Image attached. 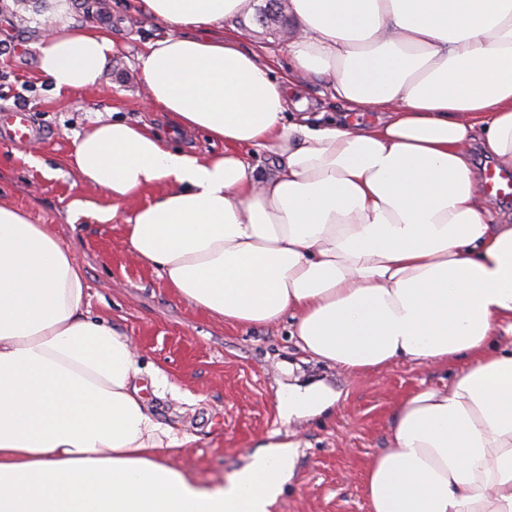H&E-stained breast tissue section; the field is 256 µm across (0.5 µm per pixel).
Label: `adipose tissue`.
I'll use <instances>...</instances> for the list:
<instances>
[{
    "mask_svg": "<svg viewBox=\"0 0 512 512\" xmlns=\"http://www.w3.org/2000/svg\"><path fill=\"white\" fill-rule=\"evenodd\" d=\"M247 0H134L165 30L138 55L170 135L122 118L76 134L71 164L168 288L238 327L290 318L298 348L348 371L460 363L400 401L363 484L368 512H512V224L485 206L471 147L512 171V0H288L277 72L234 27ZM40 71L58 97L102 83L114 43L52 0ZM357 126L288 117L297 76ZM183 129L224 151L175 147ZM246 148L278 161L260 172ZM131 337L86 308L74 254L0 204V512H273L298 445L271 442L224 485L194 482L145 406ZM338 396L292 386L288 418Z\"/></svg>",
    "mask_w": 512,
    "mask_h": 512,
    "instance_id": "adipose-tissue-1",
    "label": "adipose tissue"
}]
</instances>
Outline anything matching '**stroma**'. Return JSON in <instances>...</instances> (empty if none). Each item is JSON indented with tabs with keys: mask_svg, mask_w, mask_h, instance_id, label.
<instances>
[{
	"mask_svg": "<svg viewBox=\"0 0 512 512\" xmlns=\"http://www.w3.org/2000/svg\"><path fill=\"white\" fill-rule=\"evenodd\" d=\"M72 3L76 21L111 31L114 51L101 88L63 103L42 78L36 49L48 0H0V109L28 108L45 133L27 144L0 142V204L48 226L82 267L90 313L134 340L144 369L140 394L155 419L183 441L170 463L193 480L217 483L245 466L259 445L293 440L300 448L275 512H367L364 475L389 446L397 404L420 387L448 384L454 367L397 362L367 374L327 367L295 347L289 320L236 327L178 296L153 267L131 258L122 219L70 221L74 200L109 203L69 163L77 132L114 111L167 128L163 113L143 105L136 65L144 43L163 28L132 12L129 0ZM261 3L250 0L230 23L246 29L250 46L273 66H287L284 29L255 20ZM40 160L53 177L37 169ZM319 381L339 393L334 407L291 422L281 417L278 396L288 385Z\"/></svg>",
	"mask_w": 512,
	"mask_h": 512,
	"instance_id": "35a3bbf8",
	"label": "stroma"
}]
</instances>
